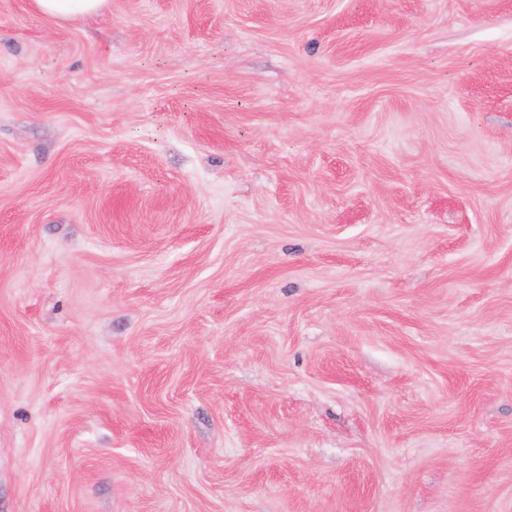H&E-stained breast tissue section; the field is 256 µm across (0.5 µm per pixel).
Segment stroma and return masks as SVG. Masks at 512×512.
I'll list each match as a JSON object with an SVG mask.
<instances>
[{"label": "stroma", "instance_id": "1", "mask_svg": "<svg viewBox=\"0 0 512 512\" xmlns=\"http://www.w3.org/2000/svg\"><path fill=\"white\" fill-rule=\"evenodd\" d=\"M0 512H512V0H0ZM37 10L54 22L82 20L105 12L110 0H33Z\"/></svg>", "mask_w": 512, "mask_h": 512}]
</instances>
